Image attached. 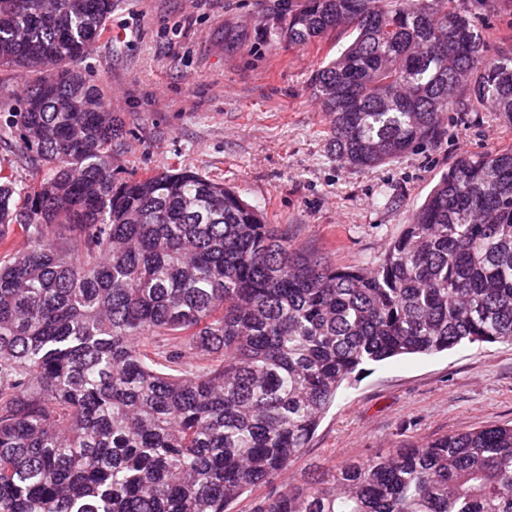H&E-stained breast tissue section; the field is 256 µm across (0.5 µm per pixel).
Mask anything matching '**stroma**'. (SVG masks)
Masks as SVG:
<instances>
[{
	"instance_id": "35a3bbf8",
	"label": "stroma",
	"mask_w": 512,
	"mask_h": 512,
	"mask_svg": "<svg viewBox=\"0 0 512 512\" xmlns=\"http://www.w3.org/2000/svg\"><path fill=\"white\" fill-rule=\"evenodd\" d=\"M282 0H114L110 37L80 67L104 85L124 123L112 144L123 176L189 167L234 186L306 253L337 266L372 261L440 175L467 151L512 146L492 112H457L430 151L363 172L329 151L327 116L309 82L352 36L298 47L275 40ZM26 83L0 70V170L35 169L9 134ZM512 422V344L463 347L373 364L341 391L291 462L303 482L342 459L405 440Z\"/></svg>"
}]
</instances>
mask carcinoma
<instances>
[{
	"label": "carcinoma",
	"instance_id": "1",
	"mask_svg": "<svg viewBox=\"0 0 512 512\" xmlns=\"http://www.w3.org/2000/svg\"><path fill=\"white\" fill-rule=\"evenodd\" d=\"M495 2L288 0L275 38L353 34L310 80L337 162L432 149L450 112L512 125ZM112 8L0 0V67L29 78L15 127L41 169L27 187L0 173V512H231L363 366L512 344V147L461 155L372 262L328 264L196 170L116 177L122 122L77 69ZM252 512H512V424L345 460Z\"/></svg>",
	"mask_w": 512,
	"mask_h": 512
}]
</instances>
